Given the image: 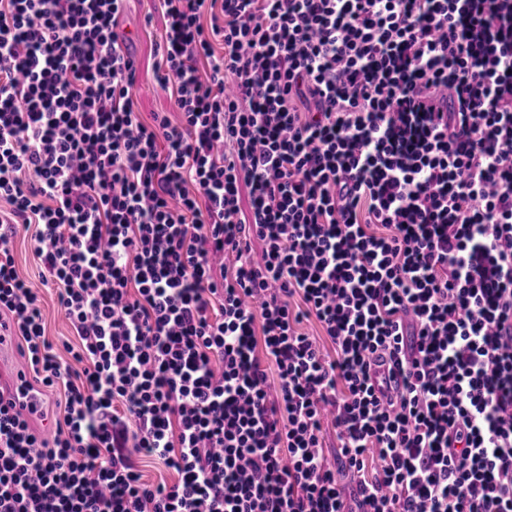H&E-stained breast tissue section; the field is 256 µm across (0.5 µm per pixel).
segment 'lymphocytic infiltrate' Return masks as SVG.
<instances>
[{
    "instance_id": "f902f5d3",
    "label": "lymphocytic infiltrate",
    "mask_w": 512,
    "mask_h": 512,
    "mask_svg": "<svg viewBox=\"0 0 512 512\" xmlns=\"http://www.w3.org/2000/svg\"><path fill=\"white\" fill-rule=\"evenodd\" d=\"M157 9L146 118L126 0H0V512H512V0ZM15 257L20 274L32 282H39L40 269L28 248L26 239L24 240L22 236L16 240ZM42 306L47 316V336L57 344L62 340L72 339L69 323L57 314L56 294L52 288H43ZM13 345V336H6L1 332L0 328V388L3 389L2 402L0 405L9 411H14L19 407L24 409V413L30 418L39 415L41 407V398L35 391L31 378L25 374H20L17 370L7 376L6 382L3 384L1 378V368H3L4 352Z\"/></svg>"
}]
</instances>
